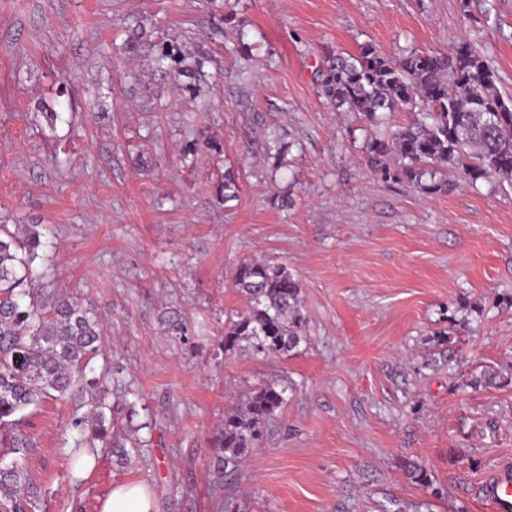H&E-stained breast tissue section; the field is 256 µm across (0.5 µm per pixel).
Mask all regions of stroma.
<instances>
[{"instance_id":"1","label":"stroma","mask_w":512,"mask_h":512,"mask_svg":"<svg viewBox=\"0 0 512 512\" xmlns=\"http://www.w3.org/2000/svg\"><path fill=\"white\" fill-rule=\"evenodd\" d=\"M461 40L512 98V0H0V224L45 225L35 289L96 314L86 375H109L102 400L143 444L79 473L83 394L27 413L41 512H99L119 483L158 512H494L479 484L512 462V183L450 164L421 192L317 94L362 44ZM253 258L299 284L289 352L224 348ZM484 371L496 385L473 386ZM269 383L284 405L250 463L217 472L225 411Z\"/></svg>"}]
</instances>
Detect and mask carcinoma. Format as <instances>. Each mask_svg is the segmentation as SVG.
<instances>
[{
  "mask_svg": "<svg viewBox=\"0 0 512 512\" xmlns=\"http://www.w3.org/2000/svg\"><path fill=\"white\" fill-rule=\"evenodd\" d=\"M321 95L342 112H359L379 128L399 109L414 118L390 134L366 142L370 162L386 158L397 172L424 192L438 189L424 181L448 163L461 166L471 180H512V99L504 98L485 55L467 42L453 53L412 51L391 57L372 44L358 53L329 59ZM40 224H0V446L11 455L0 462V512H36L40 502L24 492L29 484L25 461L34 443L20 431L24 411L62 399L83 379L82 367L100 348L98 322L78 303L51 298L25 288L31 266L45 247ZM234 286L246 306L224 333V350L246 340L261 354L291 351L300 341L305 318L299 285L282 265L262 260L242 262ZM284 390L269 384L257 389L239 408L224 413L216 458L218 471L237 470L250 458L266 423L284 401ZM71 425L97 451L112 443L99 400ZM419 484L430 483L415 461L402 463Z\"/></svg>",
  "mask_w": 512,
  "mask_h": 512,
  "instance_id": "1",
  "label": "carcinoma"
}]
</instances>
